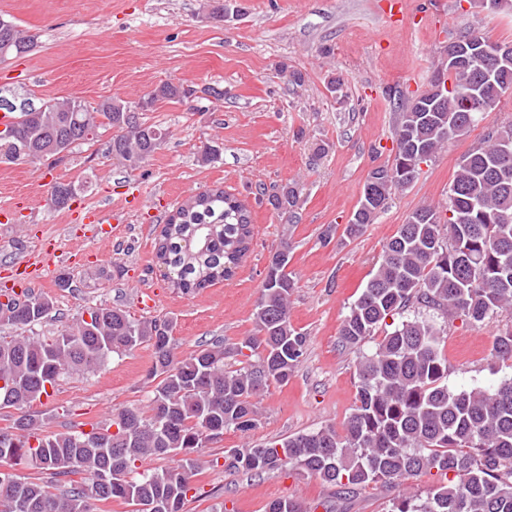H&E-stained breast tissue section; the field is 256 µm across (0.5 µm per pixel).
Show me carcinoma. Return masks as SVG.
<instances>
[{
    "label": "carcinoma",
    "instance_id": "obj_1",
    "mask_svg": "<svg viewBox=\"0 0 512 512\" xmlns=\"http://www.w3.org/2000/svg\"><path fill=\"white\" fill-rule=\"evenodd\" d=\"M0 58L31 51L34 41L0 17ZM480 64L444 67L430 88L408 101L393 130L395 157L377 168L374 198L359 202L345 228L352 236L374 223L396 190L429 158L482 118L471 112L461 90L473 83ZM496 105L512 94V66L503 71ZM187 100L182 83L165 81L137 102L106 98L92 110L75 98L35 105L20 101L18 119L0 131V161H29L94 139L100 128L114 131L112 158L136 169L165 142L163 129L125 120L136 106ZM73 182L51 187L50 205L75 201ZM301 190L288 183L269 199L281 213H294ZM253 235L251 211L222 188H209L168 215L155 243L157 262L172 286L196 293L230 279ZM290 259L271 256L253 313V331L231 347L217 340L186 357L173 351V324L157 317L134 318L120 307H88L56 336H34V327L55 318L52 301L32 291L0 289V321L17 333L0 336V410L39 401L47 387L94 372L114 354L142 344L153 349L147 373L148 409H123L117 431L92 426L48 432L37 414L25 412L12 427L23 434L0 438V512H94L98 502L119 499L135 512H183L195 490L198 461L209 441L233 429L256 427L257 399L272 386L288 384L307 353V336L293 326L290 298L297 280ZM430 313L414 311L416 307ZM512 310V126L493 129L460 162L441 206L423 204L385 243L378 266L350 304L339 342L359 350L356 402L341 429L334 425L259 447L237 448L226 468L260 474L286 466L340 488L344 494L370 484L390 485L422 474L438 476L426 497L400 495L388 512H512V378L492 388L448 387L444 329L437 319L483 324ZM413 315H408V312ZM401 317L375 340L386 319ZM374 343L366 352L365 344ZM241 357L240 367L224 363ZM492 356L512 362V326L496 337ZM177 458L160 470L140 471L153 458ZM51 472L57 482L23 481L19 464ZM81 474L82 480L71 476ZM266 512H307L294 498L270 502Z\"/></svg>",
    "mask_w": 512,
    "mask_h": 512
}]
</instances>
